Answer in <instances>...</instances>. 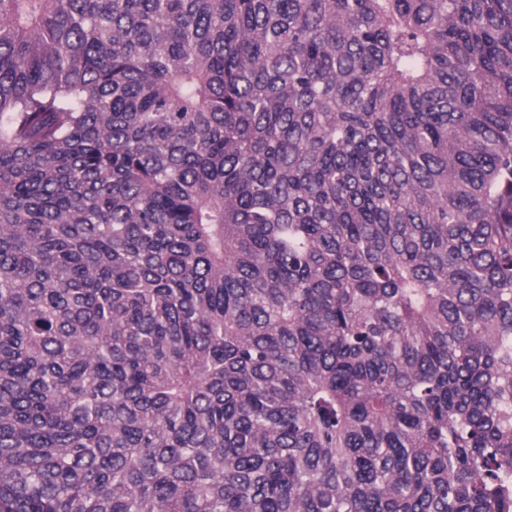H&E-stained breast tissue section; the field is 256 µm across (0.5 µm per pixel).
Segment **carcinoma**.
<instances>
[{"instance_id":"1","label":"carcinoma","mask_w":512,"mask_h":512,"mask_svg":"<svg viewBox=\"0 0 512 512\" xmlns=\"http://www.w3.org/2000/svg\"><path fill=\"white\" fill-rule=\"evenodd\" d=\"M0 512H512V0H0Z\"/></svg>"}]
</instances>
